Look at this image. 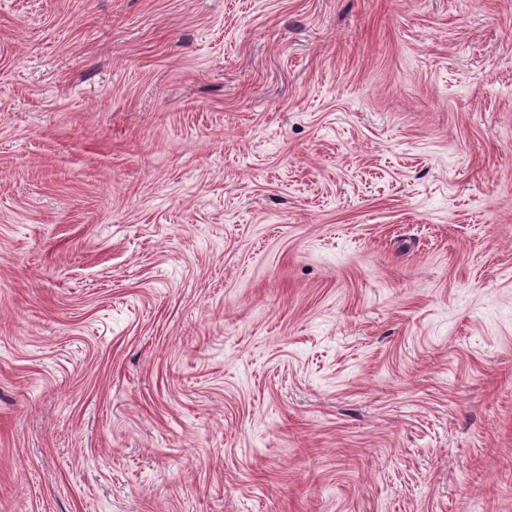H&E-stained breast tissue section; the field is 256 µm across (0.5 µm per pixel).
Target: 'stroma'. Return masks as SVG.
<instances>
[{
    "label": "stroma",
    "mask_w": 512,
    "mask_h": 512,
    "mask_svg": "<svg viewBox=\"0 0 512 512\" xmlns=\"http://www.w3.org/2000/svg\"><path fill=\"white\" fill-rule=\"evenodd\" d=\"M0 512H512V0H0Z\"/></svg>",
    "instance_id": "35a3bbf8"
}]
</instances>
